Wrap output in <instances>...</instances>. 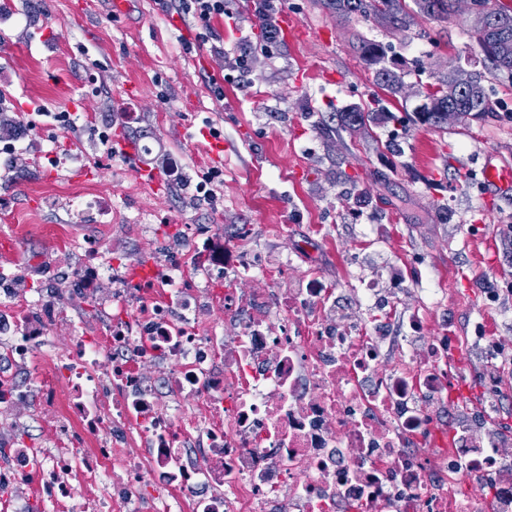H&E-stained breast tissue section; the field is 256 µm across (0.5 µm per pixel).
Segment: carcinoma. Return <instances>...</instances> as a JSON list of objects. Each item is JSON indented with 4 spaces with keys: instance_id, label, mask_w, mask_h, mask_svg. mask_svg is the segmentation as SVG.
I'll list each match as a JSON object with an SVG mask.
<instances>
[{
    "instance_id": "carcinoma-1",
    "label": "carcinoma",
    "mask_w": 512,
    "mask_h": 512,
    "mask_svg": "<svg viewBox=\"0 0 512 512\" xmlns=\"http://www.w3.org/2000/svg\"><path fill=\"white\" fill-rule=\"evenodd\" d=\"M322 4L340 16H356L364 21L381 14L392 31L407 30L416 14L433 22L446 23L455 13V0H413L412 8L406 0H322ZM495 5L497 13L508 20L509 33L492 38L493 58L487 59V62L493 70L512 79V6L504 3V0H495ZM352 48L358 58L372 69L377 85L387 95L394 99L402 96L407 73L396 62L386 64L382 44L358 35L352 42ZM457 68L456 64H448V69L439 72L435 81L419 88L418 95L432 102V111L416 113L419 123L448 131V120L443 111L450 106L458 108L473 120L483 121L492 115L493 108L483 85V73L473 71L469 86L460 91L454 86ZM388 117L386 112L358 104L336 113L338 124L345 129L358 127L366 130Z\"/></svg>"
}]
</instances>
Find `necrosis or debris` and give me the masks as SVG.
<instances>
[{
  "label": "necrosis or debris",
  "instance_id": "4bbe7bcc",
  "mask_svg": "<svg viewBox=\"0 0 512 512\" xmlns=\"http://www.w3.org/2000/svg\"><path fill=\"white\" fill-rule=\"evenodd\" d=\"M66 211L92 230L53 241L72 256L64 284L84 295L108 276L112 295L91 325L38 268L22 282L0 271V401L37 402L55 438L1 445L0 488L34 480L52 512H512V456L448 407L467 351L495 358L494 337L419 315L418 350L384 323L364 335L334 286L288 287L287 266L216 227L148 225L150 274L133 283L102 237L126 212L85 194ZM249 273L266 288L236 289Z\"/></svg>",
  "mask_w": 512,
  "mask_h": 512
}]
</instances>
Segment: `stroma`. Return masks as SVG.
<instances>
[{
    "label": "stroma",
    "mask_w": 512,
    "mask_h": 512,
    "mask_svg": "<svg viewBox=\"0 0 512 512\" xmlns=\"http://www.w3.org/2000/svg\"><path fill=\"white\" fill-rule=\"evenodd\" d=\"M297 33L267 43L253 0H228L224 18L210 25L185 16L186 36L166 25L155 0H133L112 18L109 0H0V107L18 128L37 120L55 146L72 143L79 166L55 173L39 158L45 143H25L21 156L0 160V196L14 202L0 215V237L14 246L0 269L35 259L65 265L48 245L59 229L82 236L87 225L66 220L72 192L111 194L156 170L164 185L148 200H121L131 220L113 226L107 242L124 270L151 252L135 214L143 203L174 224H210L234 239L238 226L253 233L240 249L288 267V285L318 273L337 289L370 282L383 308L358 307L366 330L381 321L401 328L420 306L422 275L447 289L448 306L429 312L431 326L505 340L512 352V302L488 308L486 295L512 289V194L487 191L484 158L512 165V81L487 69L464 14L436 24L416 17L395 34L373 22L336 17L320 0H272ZM392 44L407 63L414 94L386 101L394 120L372 131L337 127L335 114L380 96L373 73L351 49L354 32ZM483 71L494 116L462 120L440 132L415 120V91L452 63ZM136 95H126V84ZM126 111L125 122L112 115ZM143 143L153 154L113 158L97 133ZM397 139L400 151L386 149ZM223 143L213 166L203 151ZM224 175L212 197L195 186L204 173ZM0 438L37 448L52 444L47 416L36 403L0 404Z\"/></svg>",
    "instance_id": "35a3bbf8"
}]
</instances>
